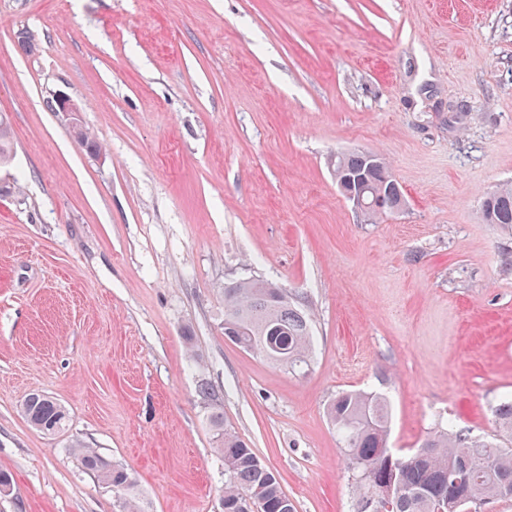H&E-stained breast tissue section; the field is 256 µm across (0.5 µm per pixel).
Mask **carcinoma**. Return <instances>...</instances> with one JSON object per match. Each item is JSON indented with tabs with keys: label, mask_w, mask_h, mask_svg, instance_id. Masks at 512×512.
<instances>
[{
	"label": "carcinoma",
	"mask_w": 512,
	"mask_h": 512,
	"mask_svg": "<svg viewBox=\"0 0 512 512\" xmlns=\"http://www.w3.org/2000/svg\"><path fill=\"white\" fill-rule=\"evenodd\" d=\"M368 152L336 156V183L364 186L368 196H381L384 206L369 207L370 220L399 209L403 193L380 157L369 160ZM13 158L10 122L0 115V165ZM483 213L490 224L512 227V186L505 184L487 193ZM224 329L235 334L233 344L265 358L288 364L291 369L308 365L311 336L308 319L288 290L263 280L232 281L224 285ZM27 421L45 434H56L66 426L68 414L54 398L29 394L22 404ZM328 417L336 427L351 463L358 465L357 492L362 498L378 495L385 472V448L390 435L389 402L376 392L346 391L330 404ZM497 437L478 439L448 424L427 435L423 442L398 461L397 487L383 505V512H439L459 493L469 496V505L486 497L512 499V448L498 438H512V401L495 410ZM210 421L224 461V512H295L275 473L239 436L224 429V415ZM84 470L108 487L128 493L127 512H141L131 494L134 482L126 469L106 461L94 450L79 447Z\"/></svg>",
	"instance_id": "1"
}]
</instances>
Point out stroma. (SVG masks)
Wrapping results in <instances>:
<instances>
[{"label":"stroma","mask_w":512,"mask_h":512,"mask_svg":"<svg viewBox=\"0 0 512 512\" xmlns=\"http://www.w3.org/2000/svg\"><path fill=\"white\" fill-rule=\"evenodd\" d=\"M0 113V512H122L78 444L144 512H222L217 412L297 512H358L327 414L348 390L389 399L397 450L495 434L512 229L482 201L512 183V0H0ZM354 151L404 195L373 224L336 185ZM247 278L310 313L306 373L225 339ZM36 391L63 431L27 421ZM27 421L45 434H56L66 426L68 414L54 398L43 393H30L22 404ZM75 448H79L77 453L83 469L98 477L106 487L124 491L125 494L134 490V482L126 469L109 463L91 448L81 445Z\"/></svg>","instance_id":"obj_1"}]
</instances>
